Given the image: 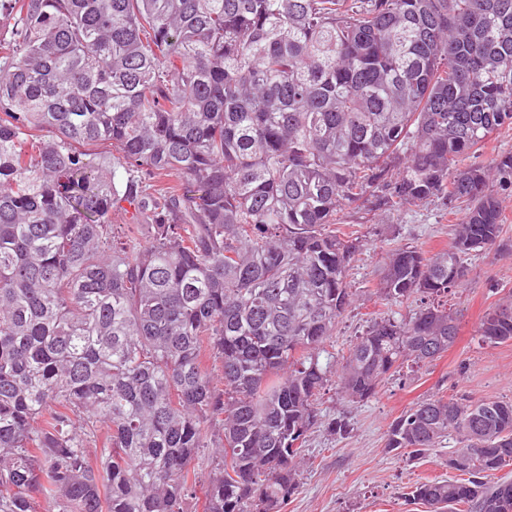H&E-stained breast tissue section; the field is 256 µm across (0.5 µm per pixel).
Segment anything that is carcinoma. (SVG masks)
<instances>
[{"mask_svg":"<svg viewBox=\"0 0 512 512\" xmlns=\"http://www.w3.org/2000/svg\"><path fill=\"white\" fill-rule=\"evenodd\" d=\"M512 0H0V512H281L331 375L361 403L458 335L433 303L342 356L344 211L465 204L376 297L460 286L500 244ZM132 207L126 230L112 212ZM479 335L512 341V289ZM429 512H512V400L425 399L385 448ZM213 449V467L194 465ZM512 151V128L494 133L483 148L470 158L471 163L487 165L497 154Z\"/></svg>","mask_w":512,"mask_h":512,"instance_id":"cac0c4a2","label":"carcinoma"}]
</instances>
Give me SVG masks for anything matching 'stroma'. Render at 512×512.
Here are the masks:
<instances>
[{
    "label": "stroma",
    "instance_id": "obj_1",
    "mask_svg": "<svg viewBox=\"0 0 512 512\" xmlns=\"http://www.w3.org/2000/svg\"><path fill=\"white\" fill-rule=\"evenodd\" d=\"M501 206L503 245L471 257L465 281L448 296L459 326L455 343L435 361L391 377L365 403L347 402L335 384H328L319 400V422L308 437L298 488L283 512H426L405 495L420 479L451 478L446 461L459 443L448 439L419 460L387 452L393 420L437 395L512 400V342L486 345L478 336L486 311L512 289V196H502ZM463 214L439 199L400 212L347 211L342 231L365 239L366 245L350 266L355 298L336 326V351L347 350L375 317L387 313L374 295L386 254L401 246L427 254L448 247L451 226ZM337 421L344 423V431L334 430Z\"/></svg>",
    "mask_w": 512,
    "mask_h": 512
}]
</instances>
